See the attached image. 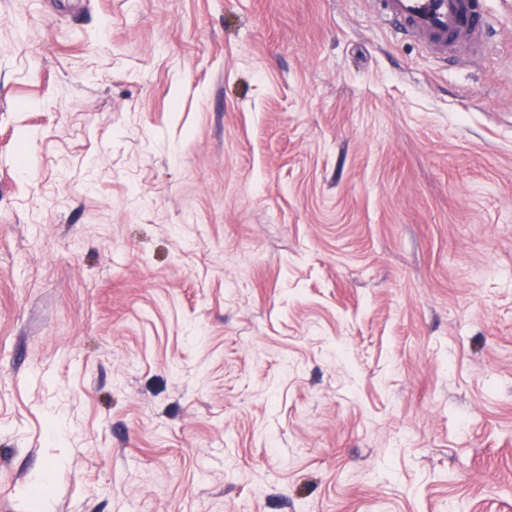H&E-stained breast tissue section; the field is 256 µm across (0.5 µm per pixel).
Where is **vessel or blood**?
<instances>
[{
  "instance_id": "vessel-or-blood-1",
  "label": "vessel or blood",
  "mask_w": 512,
  "mask_h": 512,
  "mask_svg": "<svg viewBox=\"0 0 512 512\" xmlns=\"http://www.w3.org/2000/svg\"><path fill=\"white\" fill-rule=\"evenodd\" d=\"M372 4L399 31L442 50L462 37L480 39L488 25L475 0H372Z\"/></svg>"
}]
</instances>
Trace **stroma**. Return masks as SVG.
Returning <instances> with one entry per match:
<instances>
[{
	"instance_id": "1",
	"label": "stroma",
	"mask_w": 512,
	"mask_h": 512,
	"mask_svg": "<svg viewBox=\"0 0 512 512\" xmlns=\"http://www.w3.org/2000/svg\"><path fill=\"white\" fill-rule=\"evenodd\" d=\"M0 0V512H512V0ZM374 9L399 31L448 51L461 37L477 41L488 21L472 0H373Z\"/></svg>"
}]
</instances>
